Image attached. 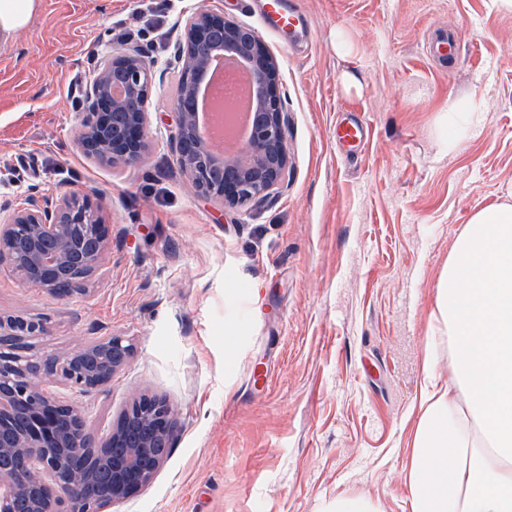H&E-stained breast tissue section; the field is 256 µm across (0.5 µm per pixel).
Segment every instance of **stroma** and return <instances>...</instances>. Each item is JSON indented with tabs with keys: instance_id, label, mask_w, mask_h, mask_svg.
<instances>
[{
	"instance_id": "1",
	"label": "stroma",
	"mask_w": 512,
	"mask_h": 512,
	"mask_svg": "<svg viewBox=\"0 0 512 512\" xmlns=\"http://www.w3.org/2000/svg\"><path fill=\"white\" fill-rule=\"evenodd\" d=\"M309 37L279 64L288 183L262 208L200 197L170 147L181 19L245 0H40L0 42V204L88 194L109 249L84 292L56 298L0 271V314L46 317L45 352L130 339L108 391L81 401L91 435L131 397H165L174 444L152 482L111 512H328L341 494L410 512L406 474L420 414L430 314L456 236L483 206L512 203V8L499 0H296ZM131 32L128 43L111 31ZM345 31L351 55H337ZM455 31L451 62L428 42ZM157 63L150 154L115 168L75 138L106 53ZM355 72L359 90L342 74ZM477 108L456 140L448 103ZM366 118L343 152L336 124ZM236 337L226 346L225 337Z\"/></svg>"
}]
</instances>
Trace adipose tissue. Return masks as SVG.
I'll return each mask as SVG.
<instances>
[{"label":"adipose tissue","instance_id":"1","mask_svg":"<svg viewBox=\"0 0 512 512\" xmlns=\"http://www.w3.org/2000/svg\"><path fill=\"white\" fill-rule=\"evenodd\" d=\"M432 319L448 380L425 355L407 474L411 512H512V204L478 209L458 235Z\"/></svg>","mask_w":512,"mask_h":512}]
</instances>
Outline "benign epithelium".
<instances>
[{"instance_id":"1","label":"benign epithelium","mask_w":512,"mask_h":512,"mask_svg":"<svg viewBox=\"0 0 512 512\" xmlns=\"http://www.w3.org/2000/svg\"><path fill=\"white\" fill-rule=\"evenodd\" d=\"M232 50L250 64L258 101L250 143L231 159L219 157L196 128L197 84L217 51ZM174 62L182 84L173 100L171 150L205 199L223 207L264 205L288 179V113L279 66L258 32L220 11L186 17ZM157 62L143 52L107 56L86 90L91 109L76 137L81 153L98 163L133 167L148 155L147 104ZM123 97L112 94V87ZM110 240L89 196H30L27 205L0 206V269L64 299L97 272ZM50 334L44 318L0 314V512H108L146 488L168 456L176 434L166 399H132L98 440L86 433L84 412L58 401L47 383L80 394L102 393L135 347L104 336L72 352L43 354Z\"/></svg>"}]
</instances>
